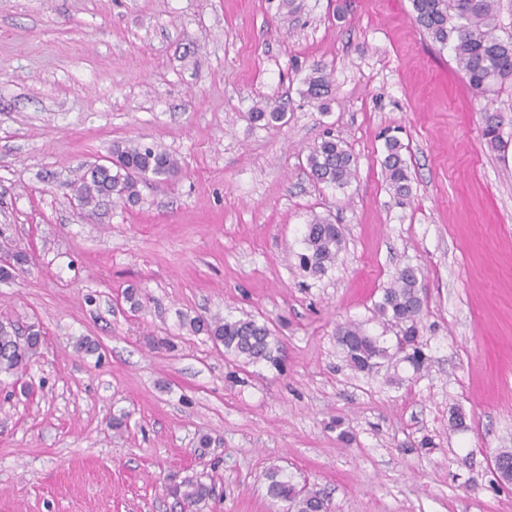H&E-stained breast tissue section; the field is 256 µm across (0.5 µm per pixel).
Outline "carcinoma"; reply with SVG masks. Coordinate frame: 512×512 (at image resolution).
I'll return each instance as SVG.
<instances>
[{
  "mask_svg": "<svg viewBox=\"0 0 512 512\" xmlns=\"http://www.w3.org/2000/svg\"><path fill=\"white\" fill-rule=\"evenodd\" d=\"M413 21L417 27L442 48H449L459 71L470 88L485 96L493 88L512 81V35L501 39L495 35L498 27L500 0H411ZM305 98L320 103L328 94L329 74L315 66L304 79ZM286 112L279 106L251 113L255 121L273 125L284 121ZM502 117L497 112L485 113L482 136L496 148L502 142ZM403 145L394 136L385 140L382 167L385 181L394 197L402 203L412 193L411 173L402 154ZM309 173L318 183L342 188L356 173L353 156L343 142L327 136L317 143L307 157ZM179 172L177 160L168 152L136 142L116 144L111 161L102 167L95 165L70 183L83 208L96 211L108 201L134 204L139 200L138 186L152 180L157 184L168 182ZM302 242L305 252L299 254V265L307 273L323 275L334 266L345 248L340 227L320 217H313L305 225ZM27 263V256L8 246L0 249V280H9ZM421 270L406 266L396 272L389 287L375 304V312L382 324L399 328L405 336H418V320L423 311ZM191 325L205 332L212 341L224 346V352L247 363L265 362L273 367L280 364L279 341L266 321L255 318L229 320L219 316L193 319ZM336 340L345 361L355 371L371 373L390 362L395 354L370 336L355 322H346L336 330ZM42 343V332L29 326L20 332L8 320H0V375L18 376L25 372ZM267 495L284 502L290 512H331L323 494L305 485L288 480L277 467L264 474ZM173 497L191 506H198L212 498L213 489L198 478L186 477L168 486Z\"/></svg>",
  "mask_w": 512,
  "mask_h": 512,
  "instance_id": "cac0c4a2",
  "label": "carcinoma"
}]
</instances>
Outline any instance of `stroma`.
<instances>
[{
    "label": "stroma",
    "instance_id": "35a3bbf8",
    "mask_svg": "<svg viewBox=\"0 0 512 512\" xmlns=\"http://www.w3.org/2000/svg\"><path fill=\"white\" fill-rule=\"evenodd\" d=\"M280 2L0 0V231L30 257L0 281V320L45 334L22 378L0 377V512H181L165 486L191 476L215 487L201 512H286L272 466L332 512H512L490 463L512 448V82L474 95L411 0ZM315 65L321 105L302 94ZM269 103L284 124L251 120ZM487 108L504 147L482 137ZM329 134L356 161L342 188L306 169ZM128 141L179 173L77 209L70 182ZM316 216L346 241L321 277L298 259ZM407 265L426 368L352 371L337 325L394 346L374 304ZM215 315L276 325L281 368L191 329ZM402 150L403 145L395 136L386 138L382 167L385 181L399 203L408 200L412 193L411 173Z\"/></svg>",
    "mask_w": 512,
    "mask_h": 512
}]
</instances>
